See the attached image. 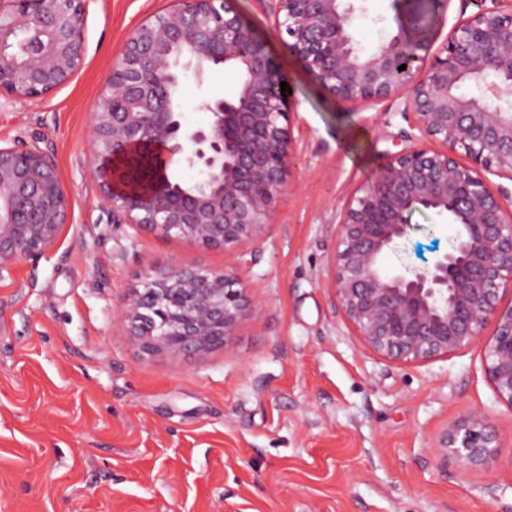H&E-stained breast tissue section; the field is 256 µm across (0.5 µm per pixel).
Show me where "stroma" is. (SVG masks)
Segmentation results:
<instances>
[{
	"label": "stroma",
	"instance_id": "obj_1",
	"mask_svg": "<svg viewBox=\"0 0 512 512\" xmlns=\"http://www.w3.org/2000/svg\"><path fill=\"white\" fill-rule=\"evenodd\" d=\"M178 0H88L80 67L47 95L0 96V144L52 154L72 222L0 276V512H512V409L481 345L423 364L363 346L329 283L338 214L408 127L401 100L335 97L276 36L261 0H232L292 90L290 187L264 236L235 252L116 224L93 176L90 113L130 32ZM392 0H365L352 36L395 35ZM238 78L179 86L182 120ZM392 264L430 266L452 229L414 213ZM243 266L252 306L227 347L148 354L115 321L159 267ZM482 411L500 448L469 472L440 434Z\"/></svg>",
	"mask_w": 512,
	"mask_h": 512
}]
</instances>
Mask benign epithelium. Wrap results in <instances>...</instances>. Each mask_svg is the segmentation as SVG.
<instances>
[{"mask_svg": "<svg viewBox=\"0 0 512 512\" xmlns=\"http://www.w3.org/2000/svg\"><path fill=\"white\" fill-rule=\"evenodd\" d=\"M86 2L0 0L1 94L40 97L72 76ZM478 2L437 47L448 0H394L395 17L421 10L425 28L417 36L399 30L370 53L349 33L355 0H272L271 8L284 17L278 35L328 91L352 103L397 96L417 131L338 215L331 283L346 322L365 347L395 362L483 344L486 377L512 409V302H504L512 291V192L484 179L493 172L512 180V7ZM220 66L240 74L237 95L205 101L208 124L184 125L180 73L201 83ZM281 81L228 0H188L140 24L92 114L95 175L112 223L229 251L260 238L288 187L290 97ZM176 164L197 169V179L174 177ZM422 210L448 220L451 249L423 269L388 264L409 217ZM69 223L70 200L48 152L0 146V277L53 249ZM247 311L242 270L170 266L130 290L120 318L145 352L200 353L227 346ZM497 447L474 410L435 451L466 472Z\"/></svg>", "mask_w": 512, "mask_h": 512, "instance_id": "7a95c632", "label": "benign epithelium"}]
</instances>
